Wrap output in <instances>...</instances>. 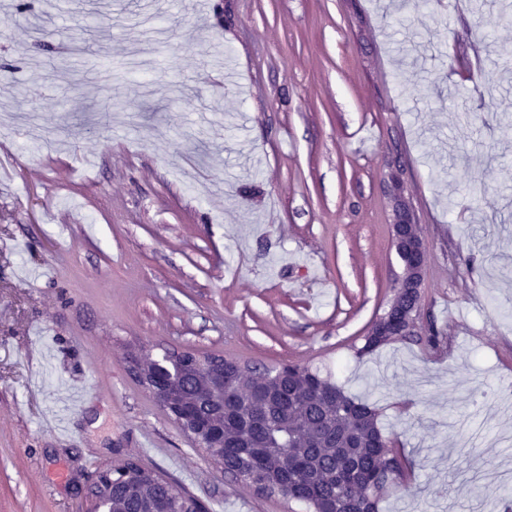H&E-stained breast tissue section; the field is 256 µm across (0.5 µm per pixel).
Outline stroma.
<instances>
[{
	"label": "stroma",
	"instance_id": "35a3bbf8",
	"mask_svg": "<svg viewBox=\"0 0 512 512\" xmlns=\"http://www.w3.org/2000/svg\"><path fill=\"white\" fill-rule=\"evenodd\" d=\"M509 10L0 0V512H88L127 460L205 512H306L231 481L129 374L135 344L368 403L404 461L378 512H512V416L485 412L512 402ZM396 163L427 275L414 335L364 355L400 271Z\"/></svg>",
	"mask_w": 512,
	"mask_h": 512
}]
</instances>
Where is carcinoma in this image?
Returning a JSON list of instances; mask_svg holds the SVG:
<instances>
[{"mask_svg": "<svg viewBox=\"0 0 512 512\" xmlns=\"http://www.w3.org/2000/svg\"><path fill=\"white\" fill-rule=\"evenodd\" d=\"M258 369L224 360V471L263 491L305 503L312 512H360L374 492L373 509L387 482L402 475L399 455L366 403L295 363ZM208 369H187L179 379L183 397L195 400ZM129 494L105 482L89 493L93 508L141 512L158 499L192 498L161 477L142 475Z\"/></svg>", "mask_w": 512, "mask_h": 512, "instance_id": "obj_1", "label": "carcinoma"}]
</instances>
